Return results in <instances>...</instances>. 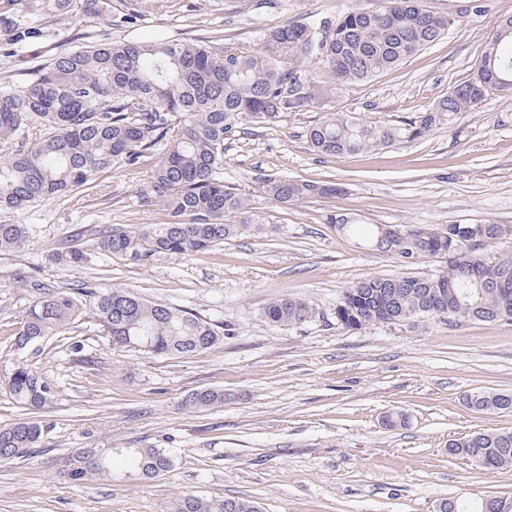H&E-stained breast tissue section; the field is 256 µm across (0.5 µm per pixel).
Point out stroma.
Returning a JSON list of instances; mask_svg holds the SVG:
<instances>
[{
	"mask_svg": "<svg viewBox=\"0 0 512 512\" xmlns=\"http://www.w3.org/2000/svg\"><path fill=\"white\" fill-rule=\"evenodd\" d=\"M0 0V19L42 30L15 52L0 38V83L28 84L61 52L105 41L193 39L259 53L266 30L336 19L372 0ZM455 25L439 41L374 79L334 88L319 104L268 126L242 123L224 141V182L251 200L248 232L188 256L146 260L97 250L98 226L140 232L165 223L143 188L152 161L104 173L70 195L0 222L33 228L30 246L0 253V426L24 417L7 379L30 364L53 386L38 411L41 447L0 463V512H172L185 495L255 500L260 512H437L442 500L512 499V469L487 470L448 454L450 439L512 431V412L466 402L477 392L512 394V321L420 320L349 330L334 311L346 288L378 275L432 273L439 257L405 263L337 232L329 218L361 224H502L512 228V94H492L452 124L358 154L314 152L308 130L328 114L386 125L414 120L468 78L512 0H426ZM330 182L339 195L289 206L262 197L260 177ZM70 239L79 268L53 262ZM79 281L127 288L191 312L221 335L191 357L115 350L94 315L38 349L16 334L33 299ZM285 296L307 299L312 321L277 326L262 315ZM81 352H74L73 342ZM224 393L194 409L188 396ZM407 414L391 426L388 414ZM85 448H161L170 473L112 475L75 484L63 474Z\"/></svg>",
	"mask_w": 512,
	"mask_h": 512,
	"instance_id": "35a3bbf8",
	"label": "stroma"
}]
</instances>
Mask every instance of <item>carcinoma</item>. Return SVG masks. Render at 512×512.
<instances>
[{
    "label": "carcinoma",
    "mask_w": 512,
    "mask_h": 512,
    "mask_svg": "<svg viewBox=\"0 0 512 512\" xmlns=\"http://www.w3.org/2000/svg\"><path fill=\"white\" fill-rule=\"evenodd\" d=\"M385 6L355 7L336 20L297 22L267 30L262 54L192 41L130 39L62 52L17 88L0 86V210L25 212L52 198L93 184L106 171L135 167L161 153L145 192L162 203L168 221L135 233L118 227L96 232L105 255L145 259L154 254L189 255L208 250L253 224L250 200L224 184V140L248 121L270 125L302 112L325 89L302 72L313 60L328 68L337 86L372 79L394 69L448 33L450 16L425 8L421 0H383ZM42 37L35 27L14 25L7 42L23 47ZM512 92V15L500 20L473 73L452 87L429 112L404 125L383 126L347 113H332L308 131L321 155L335 156L414 140L481 103L490 93ZM259 191L280 204L334 196L327 182L267 176ZM336 231L360 232L347 214L330 217ZM512 230L502 224H417L379 241V225L364 234L365 246L409 258L447 255V266L429 275L371 277L347 288L336 307L345 328L412 322L512 321V246L485 248ZM26 224H0V252L30 245ZM77 268L87 261L78 244L52 254ZM92 312L112 343L123 350L192 356L213 347L211 324L189 312L149 302L126 288H102L80 281L30 306L17 333L21 349L38 346ZM312 305L303 298L270 302L263 316L279 326L309 322ZM15 401L29 411L43 408L52 387L20 363L8 380ZM224 403V392L203 389L189 396L191 407ZM477 409L504 412L512 397L483 393L470 398ZM43 426L31 417L0 427V460L19 458L40 446ZM123 456L131 472L147 477L171 471L161 448H85L68 459L69 480L85 483L112 473V456ZM448 454L491 469L512 468V431H485L448 442ZM174 512H259L256 502L187 495ZM453 512H500L499 500L470 505L453 502Z\"/></svg>",
    "instance_id": "1"
}]
</instances>
